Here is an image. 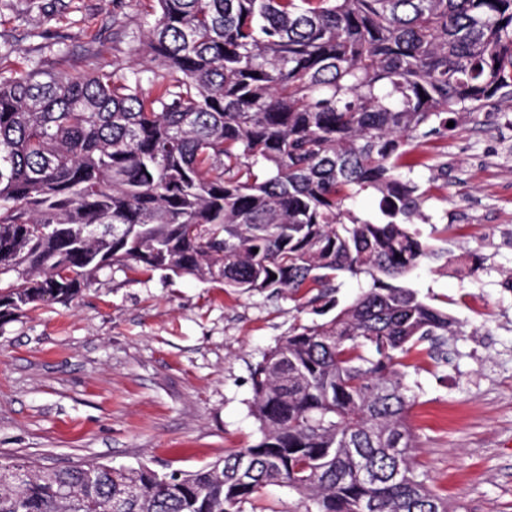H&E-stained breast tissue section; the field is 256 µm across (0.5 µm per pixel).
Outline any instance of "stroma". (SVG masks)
Here are the masks:
<instances>
[{
	"instance_id": "1",
	"label": "stroma",
	"mask_w": 512,
	"mask_h": 512,
	"mask_svg": "<svg viewBox=\"0 0 512 512\" xmlns=\"http://www.w3.org/2000/svg\"><path fill=\"white\" fill-rule=\"evenodd\" d=\"M112 68V0H0V74ZM417 221L444 256L405 279L457 321L448 358L409 357L416 462L456 512H512V108L488 101L422 148ZM447 226L446 239L434 230ZM309 295L240 294L115 267L69 305L0 326V461L191 471L255 443L251 365Z\"/></svg>"
}]
</instances>
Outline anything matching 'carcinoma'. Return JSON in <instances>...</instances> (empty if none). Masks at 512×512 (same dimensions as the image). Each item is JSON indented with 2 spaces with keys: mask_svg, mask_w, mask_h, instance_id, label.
Returning <instances> with one entry per match:
<instances>
[{
  "mask_svg": "<svg viewBox=\"0 0 512 512\" xmlns=\"http://www.w3.org/2000/svg\"><path fill=\"white\" fill-rule=\"evenodd\" d=\"M153 2L141 68L112 0V71L0 75V319L115 265L314 303L371 285L251 366L257 443L170 474L0 462V512H243L269 485L304 512H449L411 454L405 360L457 321L399 280L438 254L409 228L417 148L450 115L512 107V0ZM369 189L376 222L347 207Z\"/></svg>",
  "mask_w": 512,
  "mask_h": 512,
  "instance_id": "cac0c4a2",
  "label": "carcinoma"
}]
</instances>
